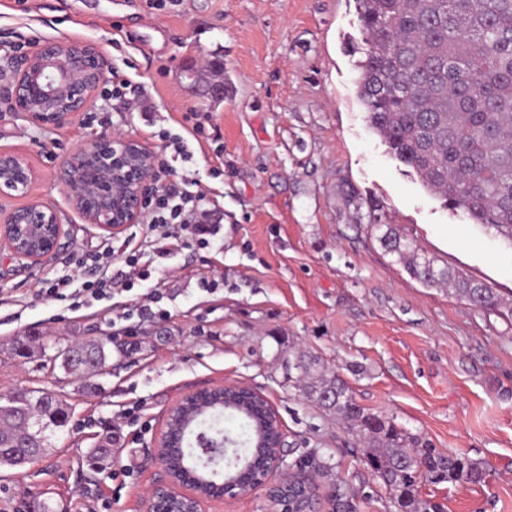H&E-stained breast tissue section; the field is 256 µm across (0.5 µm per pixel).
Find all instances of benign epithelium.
<instances>
[{
    "mask_svg": "<svg viewBox=\"0 0 512 512\" xmlns=\"http://www.w3.org/2000/svg\"><path fill=\"white\" fill-rule=\"evenodd\" d=\"M111 62L97 44L80 40H45L33 45L12 66L8 91L16 112L42 126L62 127L95 103ZM67 198L88 224L116 237L130 224L140 223L146 198L158 188L154 149L130 136L104 135L73 151L60 170ZM36 172L24 154L0 150V195L23 196L35 182ZM57 210L31 200L0 213V247L12 256L38 264L54 255L65 238ZM235 400L242 408L253 406L268 413L262 432L271 442L257 465H246L232 479L202 485L177 466L180 456L191 453L206 466H217L229 452L216 439L196 432L195 447L168 441V432L182 423L191 404L207 395ZM159 469L146 499V512H208L213 501L238 500L261 490L270 512H320L321 500L313 474L287 462L285 433L268 398L242 382L190 391L174 404L165 426L148 448Z\"/></svg>",
    "mask_w": 512,
    "mask_h": 512,
    "instance_id": "7a95c632",
    "label": "benign epithelium"
}]
</instances>
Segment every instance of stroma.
I'll use <instances>...</instances> for the list:
<instances>
[{"mask_svg":"<svg viewBox=\"0 0 512 512\" xmlns=\"http://www.w3.org/2000/svg\"><path fill=\"white\" fill-rule=\"evenodd\" d=\"M0 0V42L24 47L76 38L101 46L150 113L99 94L94 107L51 128L13 111L0 81V149L24 153L36 169L33 199L56 207L67 235L58 255L32 265L0 250V394L47 390L73 408L71 429L21 469L0 468V512H143L158 476L147 447L165 415L191 390L244 380L276 409L294 456L320 449L338 461L318 478L324 512L334 488L356 512H395L341 423L301 398L286 375L291 354L317 355L340 374L367 411L428 437L446 452L482 462L484 483H420L446 512H512V315H486L411 279L382 248L378 224L460 275L512 299V245L443 208L412 170L390 157L357 100L362 35L354 0ZM141 44H131L128 26ZM224 64V94L192 83L188 66ZM213 114L198 134L195 171L221 206L209 247L168 258L144 248L162 277L169 319L128 321L132 347L112 353L83 391L51 360L80 338L111 334L102 314L71 312L37 291L72 270L62 255L115 252L142 242L132 224L105 238L70 206L58 177L80 145L123 134L158 146L155 133L180 131L190 113ZM215 275L212 293L199 286ZM31 336L30 358L14 355ZM136 417L122 419L123 409ZM111 437L112 459L90 471L85 453Z\"/></svg>","mask_w":512,"mask_h":512,"instance_id":"35a3bbf8","label":"stroma"}]
</instances>
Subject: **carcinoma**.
<instances>
[{
  "mask_svg": "<svg viewBox=\"0 0 512 512\" xmlns=\"http://www.w3.org/2000/svg\"><path fill=\"white\" fill-rule=\"evenodd\" d=\"M366 45L358 62V98L366 119L388 152L412 169L445 208L512 245V0H355ZM379 241L398 256L410 278L427 287L446 284L470 307L498 314L502 298L484 285L436 267L409 241L386 226ZM113 339L81 340L58 350L53 361L68 376L86 381L102 374ZM301 382L303 397L346 422L362 444L366 464L388 492L396 512H445L418 496L421 481L479 483L481 463L447 453L390 417L357 404L347 382L327 372L317 356L288 358V381ZM32 424L17 432L19 417ZM71 418L66 401L42 390L0 398V468L42 457L44 432ZM112 457L109 440L87 450L92 466ZM300 468L317 474L334 468L310 450Z\"/></svg>",
  "mask_w": 512,
  "mask_h": 512,
  "instance_id": "carcinoma-1",
  "label": "carcinoma"
}]
</instances>
